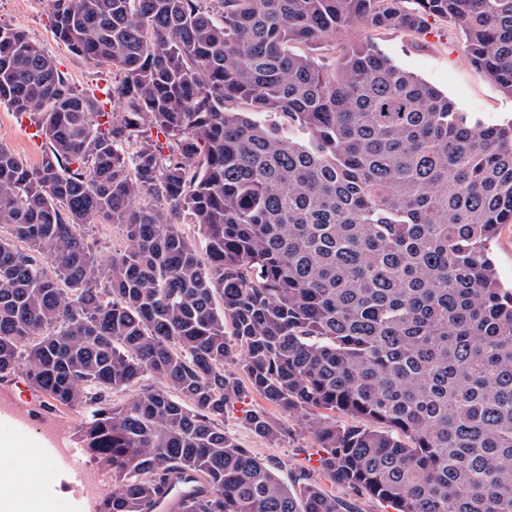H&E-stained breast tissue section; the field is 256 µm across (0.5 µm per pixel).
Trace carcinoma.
Returning a JSON list of instances; mask_svg holds the SVG:
<instances>
[{
  "instance_id": "obj_1",
  "label": "carcinoma",
  "mask_w": 512,
  "mask_h": 512,
  "mask_svg": "<svg viewBox=\"0 0 512 512\" xmlns=\"http://www.w3.org/2000/svg\"><path fill=\"white\" fill-rule=\"evenodd\" d=\"M48 2L57 42L120 72L121 111L0 26V103L48 140L36 167L0 143V381L87 410L81 446L119 483L98 512H151L183 472L200 490L178 512H343L224 432L251 392L315 415L334 485L393 512H512V289L489 256L512 120L473 122L343 37L442 19L512 97V0ZM95 222L123 238L105 284Z\"/></svg>"
}]
</instances>
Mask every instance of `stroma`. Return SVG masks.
<instances>
[{
	"label": "stroma",
	"instance_id": "35a3bbf8",
	"mask_svg": "<svg viewBox=\"0 0 512 512\" xmlns=\"http://www.w3.org/2000/svg\"><path fill=\"white\" fill-rule=\"evenodd\" d=\"M0 25L22 29L30 40L40 45L55 60L74 90L80 93L105 91L119 80V72L111 65L94 63L71 54L55 41L52 18L45 0H0ZM352 36L367 39L397 66L417 75L448 96L459 109L486 123L503 122L512 118V98L503 95L468 60L463 40L457 29L435 20L429 34L412 35L399 31H376L363 23H354ZM0 143L7 145L28 165L41 164L47 149L45 136L36 132L33 115L16 112L0 103ZM38 395L23 384L0 383V402L23 406L30 418L27 438L49 425H59L68 433H76L83 414L68 411L45 415L37 409ZM267 409L281 419L287 428L279 440L268 442L253 435L244 415L248 410ZM307 415L282 413L268 406L257 394L228 409L224 414V430L237 439L242 447L271 467L285 486H294L299 474H306L309 482L326 485L327 479L319 468L323 454L315 437L307 428ZM35 485L47 497L51 512H96V502L78 497L72 483L51 469L33 474Z\"/></svg>",
	"mask_w": 512,
	"mask_h": 512
}]
</instances>
